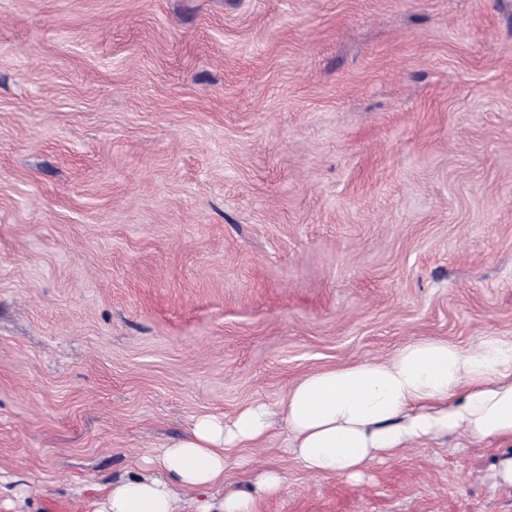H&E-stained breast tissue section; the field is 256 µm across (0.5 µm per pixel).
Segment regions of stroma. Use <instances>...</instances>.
Instances as JSON below:
<instances>
[{"instance_id":"obj_1","label":"stroma","mask_w":512,"mask_h":512,"mask_svg":"<svg viewBox=\"0 0 512 512\" xmlns=\"http://www.w3.org/2000/svg\"><path fill=\"white\" fill-rule=\"evenodd\" d=\"M512 338V0H0V512H89L204 414ZM512 442L254 512H512ZM250 458L238 467L239 458Z\"/></svg>"}]
</instances>
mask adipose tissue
Returning <instances> with one entry per match:
<instances>
[{
  "instance_id": "ef3b65f1",
  "label": "adipose tissue",
  "mask_w": 512,
  "mask_h": 512,
  "mask_svg": "<svg viewBox=\"0 0 512 512\" xmlns=\"http://www.w3.org/2000/svg\"><path fill=\"white\" fill-rule=\"evenodd\" d=\"M283 416L291 448L310 473L357 480L367 464L413 443L457 432L512 440V340L464 351L423 339L385 362L316 372L289 391L280 412L262 403L232 418L206 414L181 438L145 454L143 473L112 482L93 512H252V496L224 488V452L252 448Z\"/></svg>"
}]
</instances>
